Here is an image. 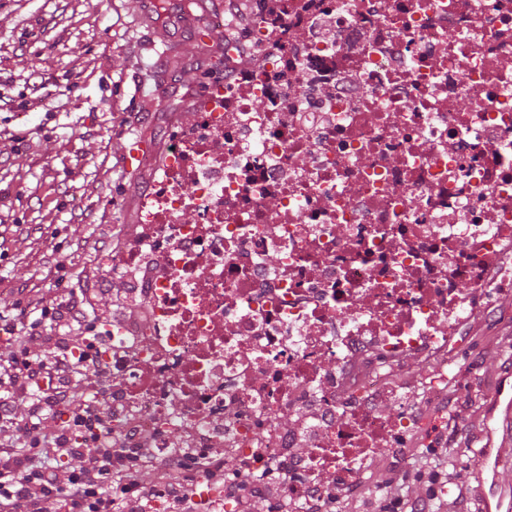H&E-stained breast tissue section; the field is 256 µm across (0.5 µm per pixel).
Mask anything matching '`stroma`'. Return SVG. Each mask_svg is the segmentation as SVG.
<instances>
[{"instance_id": "35a3bbf8", "label": "stroma", "mask_w": 512, "mask_h": 512, "mask_svg": "<svg viewBox=\"0 0 512 512\" xmlns=\"http://www.w3.org/2000/svg\"><path fill=\"white\" fill-rule=\"evenodd\" d=\"M223 9L224 0H156L146 16L138 0H0V89L16 101L0 106L10 132L0 139V306L21 283H74L88 264L77 245L95 227L117 246L139 229L167 131L200 111L206 77L224 70L223 39L206 49L196 41ZM37 80L50 97L20 108ZM138 138L153 163L129 170L124 150ZM19 224L40 225V242L24 240ZM393 382L411 391L407 447L449 427V470L475 476L489 400L512 384V288L481 302L447 363L407 356Z\"/></svg>"}]
</instances>
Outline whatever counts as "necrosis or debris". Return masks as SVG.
I'll list each match as a JSON object with an SVG mask.
<instances>
[{
  "mask_svg": "<svg viewBox=\"0 0 512 512\" xmlns=\"http://www.w3.org/2000/svg\"><path fill=\"white\" fill-rule=\"evenodd\" d=\"M224 57L112 255L149 304L112 331V429L128 407L201 453L220 431L225 484L297 487L281 419L303 389L356 495V449L412 425L372 407L392 367L447 353L512 263V0H285Z\"/></svg>",
  "mask_w": 512,
  "mask_h": 512,
  "instance_id": "necrosis-or-debris-1",
  "label": "necrosis or debris"
}]
</instances>
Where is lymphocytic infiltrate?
<instances>
[{
    "label": "lymphocytic infiltrate",
    "instance_id": "obj_1",
    "mask_svg": "<svg viewBox=\"0 0 512 512\" xmlns=\"http://www.w3.org/2000/svg\"><path fill=\"white\" fill-rule=\"evenodd\" d=\"M10 309L0 312V334L7 349L0 353V512H145L155 496L168 499L170 512H202L199 479L220 484L226 470L235 468L234 449L216 442L209 453L197 455L190 470H182V447L171 448L163 462L153 439L128 414L119 438L90 435L72 438V422L112 419V405L102 399L111 390L112 372L106 364L73 358L71 349L87 345L88 323L104 310L108 323L134 324L147 313L146 301H132L102 270H94L84 287L42 289L19 286ZM133 452H125L126 444ZM429 452L438 466L390 470L378 466L380 454L413 457L414 449H366L373 462L375 492L358 499L336 494L335 479L317 474L301 489L282 485L254 492L247 480L227 487L242 512H291L293 496L303 497L308 512H466L470 496L465 474L449 478L440 461L446 448ZM453 482L452 496L438 487ZM122 495H114V488Z\"/></svg>",
    "mask_w": 512,
    "mask_h": 512
}]
</instances>
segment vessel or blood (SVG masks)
<instances>
[{
	"label": "vessel or blood",
	"mask_w": 512,
	"mask_h": 512,
	"mask_svg": "<svg viewBox=\"0 0 512 512\" xmlns=\"http://www.w3.org/2000/svg\"><path fill=\"white\" fill-rule=\"evenodd\" d=\"M489 441L477 468V481L488 484L479 492V512H512V492L498 485L499 468L512 452V389H502L490 402L487 412Z\"/></svg>",
	"instance_id": "vessel-or-blood-1"
}]
</instances>
